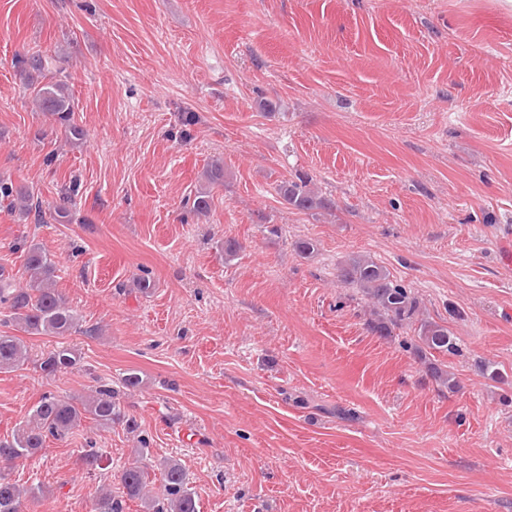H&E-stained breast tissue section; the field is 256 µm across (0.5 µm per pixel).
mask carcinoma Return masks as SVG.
Segmentation results:
<instances>
[{"mask_svg":"<svg viewBox=\"0 0 512 512\" xmlns=\"http://www.w3.org/2000/svg\"><path fill=\"white\" fill-rule=\"evenodd\" d=\"M27 88L40 111L52 116L65 126L73 142L84 137L83 129L74 122V103L67 82L53 74L48 59L36 53L19 61ZM278 194L291 208L300 212L332 210L335 203L312 190L304 179L288 180L278 187ZM16 212L24 220L34 217L46 221L42 204L24 186L0 180V203ZM186 208L194 214H203L210 208L207 191L201 190L186 200ZM24 268L29 274L25 286L14 284L0 269V321L31 336H66L76 329L78 318L67 306L56 289L51 287L56 271L52 255L40 244H25ZM338 281L357 293L372 306L373 318L368 329L389 337L397 329L408 328L416 333L414 354L424 364L426 375L435 383L452 391L457 388L453 374L427 358L433 352L456 356L460 353L457 339L448 326L423 316L418 294L394 278L388 269L369 256L348 257L337 268ZM28 354L19 338L0 335V371L15 370L25 365ZM76 364L74 353L60 348L48 354L40 363L41 371L52 376ZM90 417L102 428L123 421L112 386L102 384L95 394L82 397H60L44 394L32 410L30 421L19 428L10 441H0V463L23 460L44 446L48 438L63 439L83 418ZM147 468L144 452L121 474V483L130 498L147 496ZM162 486L158 497L148 500L149 512H197L195 493L189 486L186 473L175 460L161 468ZM33 494L11 481L0 472V512H21L23 497ZM93 512H123L122 501L107 491L100 494Z\"/></svg>","mask_w":512,"mask_h":512,"instance_id":"1","label":"carcinoma"}]
</instances>
